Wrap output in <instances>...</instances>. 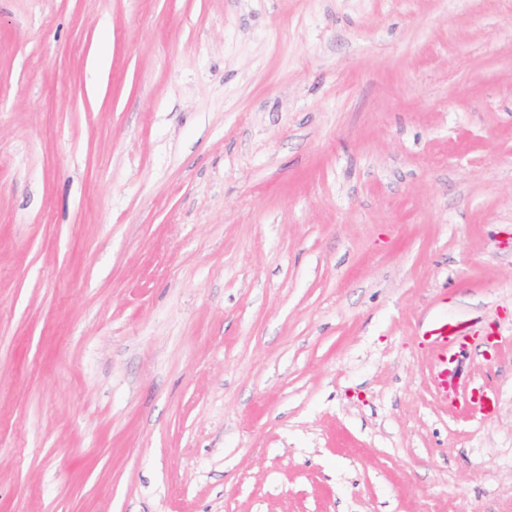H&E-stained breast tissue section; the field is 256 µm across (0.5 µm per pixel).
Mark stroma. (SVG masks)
<instances>
[{"label": "stroma", "instance_id": "stroma-1", "mask_svg": "<svg viewBox=\"0 0 512 512\" xmlns=\"http://www.w3.org/2000/svg\"><path fill=\"white\" fill-rule=\"evenodd\" d=\"M0 512H512V0H0ZM463 326L459 322H448L447 318H437L424 338L438 351V364L442 367L441 382L447 384L448 380V347L457 344L463 338Z\"/></svg>", "mask_w": 512, "mask_h": 512}]
</instances>
